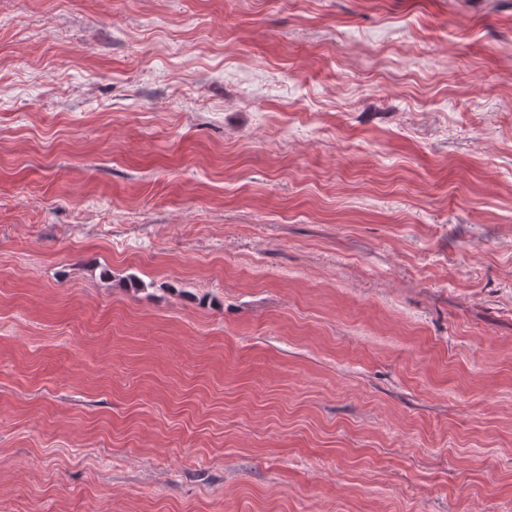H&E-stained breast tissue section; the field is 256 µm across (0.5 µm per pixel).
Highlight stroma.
Segmentation results:
<instances>
[{"label":"stroma","instance_id":"obj_1","mask_svg":"<svg viewBox=\"0 0 512 512\" xmlns=\"http://www.w3.org/2000/svg\"><path fill=\"white\" fill-rule=\"evenodd\" d=\"M0 512H512V0H0Z\"/></svg>","mask_w":512,"mask_h":512}]
</instances>
